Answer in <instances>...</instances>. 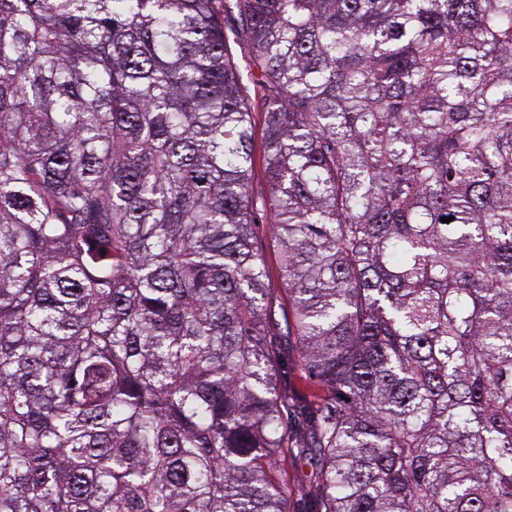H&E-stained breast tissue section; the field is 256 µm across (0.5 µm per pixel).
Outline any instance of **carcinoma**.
Returning <instances> with one entry per match:
<instances>
[{
  "label": "carcinoma",
  "mask_w": 512,
  "mask_h": 512,
  "mask_svg": "<svg viewBox=\"0 0 512 512\" xmlns=\"http://www.w3.org/2000/svg\"><path fill=\"white\" fill-rule=\"evenodd\" d=\"M234 9L0 0V512H512V0ZM256 124L254 142L255 168L252 179V192L258 197L266 192L267 186L263 168L262 122L258 115L256 116ZM270 215L264 217L259 215V224L254 227L253 245L254 248L263 253L268 260L270 268V297L272 304L270 307V334L267 341L275 353L278 364V386L283 395L288 399L289 419L298 421L297 415L294 416L292 410L302 406H309L313 400V392L316 391L312 382H305L300 377V373L295 365L296 341L294 336H288V304L282 296L281 279L279 276V266L277 252L273 247L269 223ZM278 474L293 489L288 502L290 512L316 511L319 494L317 468L309 456L300 457L299 448H288V454L279 462Z\"/></svg>",
  "instance_id": "1"
}]
</instances>
